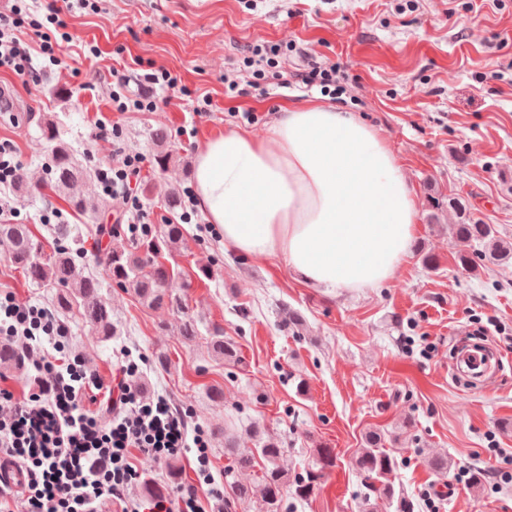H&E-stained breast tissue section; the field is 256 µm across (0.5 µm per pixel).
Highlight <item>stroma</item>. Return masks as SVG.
<instances>
[{
    "label": "stroma",
    "instance_id": "1",
    "mask_svg": "<svg viewBox=\"0 0 512 512\" xmlns=\"http://www.w3.org/2000/svg\"><path fill=\"white\" fill-rule=\"evenodd\" d=\"M91 0L66 15L71 42L57 64L38 57V81L0 72L19 122L0 120V142L12 145L32 193L0 191L18 223L46 250L58 244L44 221L55 208L72 233L66 246L106 278L105 244L97 225H116L122 238L138 221L159 228L172 219L171 192L193 188L197 150L225 131L264 134L279 108L312 101L354 113L375 126L400 160L417 200L410 254L395 277L376 288L331 290L303 282L280 257L253 260L226 248L220 230L184 203L192 220L171 262L182 270L186 307L148 308L109 284L104 299L119 334L106 340L77 317H64L68 349L84 368L111 382L123 356L139 370L146 394H163L190 409L208 433L215 474L228 463L224 426L258 423L277 438L289 474L303 475L314 448L336 454L335 467L308 499H285V512H359L364 488L354 460L366 431L393 435L396 483L414 500L431 493L440 512H512V484L493 490L494 475L512 473V264L475 273L459 270L452 235V198L473 217L512 239V0ZM284 48L276 67L254 46ZM335 67L336 90L296 83L311 65ZM160 69L190 93L146 81ZM264 70L267 95L247 92ZM125 72L131 93H152L156 110L112 109L113 71ZM238 91H231V84ZM56 120L59 137L93 178L75 211L38 186L47 177L40 123ZM169 137L159 142L157 129ZM174 160L159 167V155ZM142 160L132 183L142 210L121 199L103 206L97 177L124 157ZM437 259L427 267L423 259ZM206 277H199V270ZM19 303L51 306L0 242V290ZM304 317L300 332L280 325L283 307ZM216 324L235 340L242 364L209 356L202 340L181 334L186 317ZM480 332L498 355L493 376L478 381L454 371L449 356L460 337ZM223 389L210 401L207 387ZM447 457L440 476L428 457ZM485 472L480 486L456 481L464 469ZM418 512H427L421 505Z\"/></svg>",
    "mask_w": 512,
    "mask_h": 512
}]
</instances>
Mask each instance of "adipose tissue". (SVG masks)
Returning a JSON list of instances; mask_svg holds the SVG:
<instances>
[{
    "label": "adipose tissue",
    "mask_w": 512,
    "mask_h": 512,
    "mask_svg": "<svg viewBox=\"0 0 512 512\" xmlns=\"http://www.w3.org/2000/svg\"><path fill=\"white\" fill-rule=\"evenodd\" d=\"M194 194L225 247L280 256L318 288H372L407 258L413 186L377 128L321 105L282 107L264 137L230 130L198 149Z\"/></svg>",
    "instance_id": "ef3b65f1"
}]
</instances>
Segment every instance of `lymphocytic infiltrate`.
<instances>
[{
	"mask_svg": "<svg viewBox=\"0 0 512 512\" xmlns=\"http://www.w3.org/2000/svg\"><path fill=\"white\" fill-rule=\"evenodd\" d=\"M69 38L64 10L49 4L44 19L25 7L0 14V71L28 74L33 54L56 62ZM68 331L54 312L18 303L0 292V341L15 344L34 374V387L18 395L0 386V455L26 471L22 491L29 512H95L103 494L120 512H206L205 501H221L202 426H188L184 410L165 396L147 397L129 382L135 362L120 366V380L104 386L81 368L66 346ZM104 391L109 417L90 411V390ZM188 453L194 482L174 494L129 502L126 490L138 477L135 457L158 461Z\"/></svg>",
	"mask_w": 512,
	"mask_h": 512,
	"instance_id": "1",
	"label": "lymphocytic infiltrate"
}]
</instances>
